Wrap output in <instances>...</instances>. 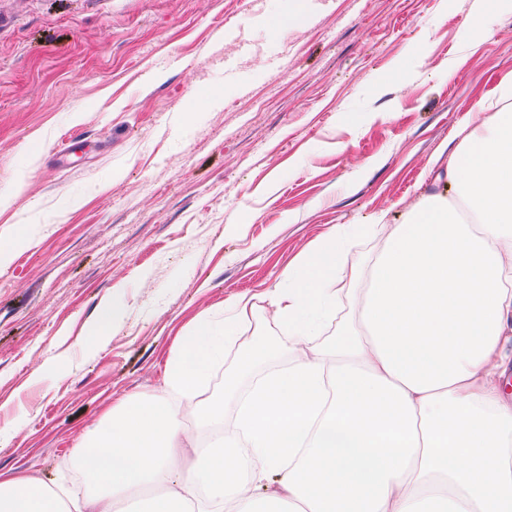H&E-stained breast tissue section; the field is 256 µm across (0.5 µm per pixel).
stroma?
<instances>
[{"mask_svg": "<svg viewBox=\"0 0 512 512\" xmlns=\"http://www.w3.org/2000/svg\"><path fill=\"white\" fill-rule=\"evenodd\" d=\"M472 6L0 0V472L77 491L75 443L162 392L179 337L237 296L241 338L287 345L268 294L288 265L338 226L401 223L512 84V16L488 38Z\"/></svg>", "mask_w": 512, "mask_h": 512, "instance_id": "35a3bbf8", "label": "stroma"}]
</instances>
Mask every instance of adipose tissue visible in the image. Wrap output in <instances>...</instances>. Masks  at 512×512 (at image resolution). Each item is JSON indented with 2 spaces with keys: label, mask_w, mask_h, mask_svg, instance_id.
Instances as JSON below:
<instances>
[{
  "label": "adipose tissue",
  "mask_w": 512,
  "mask_h": 512,
  "mask_svg": "<svg viewBox=\"0 0 512 512\" xmlns=\"http://www.w3.org/2000/svg\"><path fill=\"white\" fill-rule=\"evenodd\" d=\"M433 182L402 223L340 227L288 268L270 300L287 349L239 341L254 305L236 298L181 337L163 398L107 406L77 444L94 494L67 505L17 472L0 478V512H512V109L466 123ZM362 239L376 258L344 277ZM350 291L360 333L314 343ZM232 344L223 398L200 400ZM283 351L286 368L254 377ZM229 406L233 429L182 468L186 421L221 427Z\"/></svg>",
  "instance_id": "ef3b65f1"
}]
</instances>
